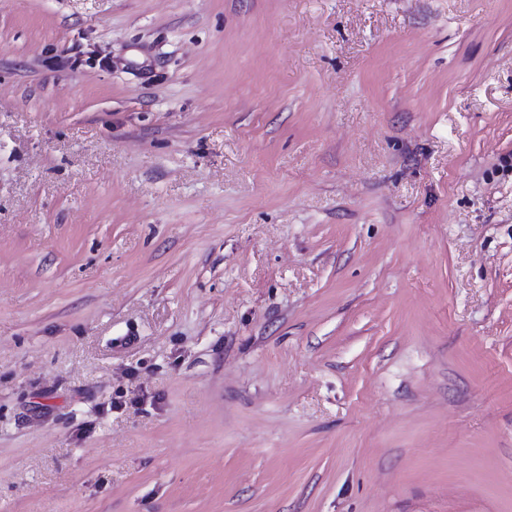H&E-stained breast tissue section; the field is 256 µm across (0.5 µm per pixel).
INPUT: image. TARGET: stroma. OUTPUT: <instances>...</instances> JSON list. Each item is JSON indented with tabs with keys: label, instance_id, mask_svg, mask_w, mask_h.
Returning <instances> with one entry per match:
<instances>
[{
	"label": "stroma",
	"instance_id": "stroma-1",
	"mask_svg": "<svg viewBox=\"0 0 512 512\" xmlns=\"http://www.w3.org/2000/svg\"><path fill=\"white\" fill-rule=\"evenodd\" d=\"M0 512H512V0H0Z\"/></svg>",
	"mask_w": 512,
	"mask_h": 512
}]
</instances>
